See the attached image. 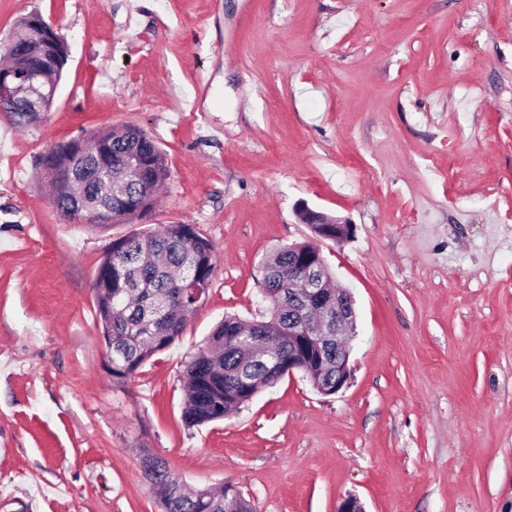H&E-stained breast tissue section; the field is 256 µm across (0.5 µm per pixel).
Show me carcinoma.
<instances>
[{
  "instance_id": "obj_1",
  "label": "carcinoma",
  "mask_w": 512,
  "mask_h": 512,
  "mask_svg": "<svg viewBox=\"0 0 512 512\" xmlns=\"http://www.w3.org/2000/svg\"><path fill=\"white\" fill-rule=\"evenodd\" d=\"M50 201L67 216L80 207L110 205L126 213L130 198L154 206L169 176L163 152L136 126L101 129L84 154L51 152ZM215 265L210 240L190 224H163L112 243L94 280L104 341H112V375L127 378L168 348L195 313V283L208 290ZM268 314L260 320L227 316L185 365L184 421L192 428L219 421L248 404L288 372V327L297 317L288 296V247L275 249L258 267ZM148 478L161 512H256L227 487L190 489L166 462L153 458Z\"/></svg>"
}]
</instances>
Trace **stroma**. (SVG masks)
<instances>
[{
  "mask_svg": "<svg viewBox=\"0 0 512 512\" xmlns=\"http://www.w3.org/2000/svg\"><path fill=\"white\" fill-rule=\"evenodd\" d=\"M32 14L68 60L49 112H0V512H160L146 455L261 512H512V0H0V45ZM126 125L166 156L159 203L66 221L47 155ZM302 201L354 226L317 241L355 299L348 385L185 427V361L264 314ZM177 223L215 247L207 299L114 377L96 269Z\"/></svg>",
  "mask_w": 512,
  "mask_h": 512,
  "instance_id": "35a3bbf8",
  "label": "stroma"
}]
</instances>
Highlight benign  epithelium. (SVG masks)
<instances>
[{"instance_id":"obj_1","label":"benign epithelium","mask_w":512,"mask_h":512,"mask_svg":"<svg viewBox=\"0 0 512 512\" xmlns=\"http://www.w3.org/2000/svg\"><path fill=\"white\" fill-rule=\"evenodd\" d=\"M27 31L38 34L44 53L38 62L27 59L28 65L22 73L0 70V112H28L38 117L49 111L56 93V85L49 80L52 66L48 65L56 31L39 15L28 17ZM298 217L301 223L310 225L320 239L341 243L353 233L352 225L316 212L303 203L298 207ZM290 253L294 275L288 280V287L294 289V295L306 312L322 316L326 329H319L317 322L311 320L288 332L305 354L301 361L288 364V375L315 364L336 375L335 383L320 384L318 391L335 394L351 376L349 359L356 326L353 297L341 287L333 289L328 267L315 244L295 243Z\"/></svg>"}]
</instances>
